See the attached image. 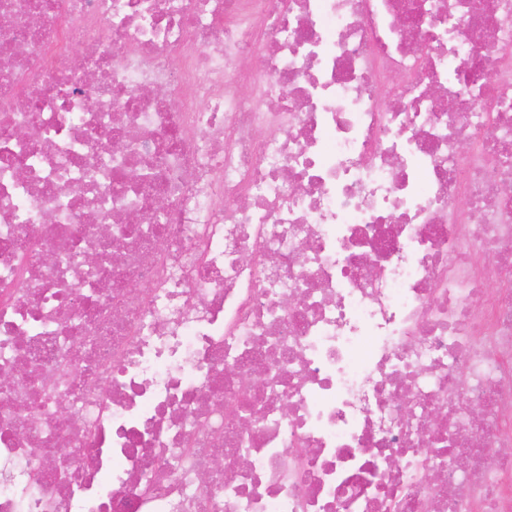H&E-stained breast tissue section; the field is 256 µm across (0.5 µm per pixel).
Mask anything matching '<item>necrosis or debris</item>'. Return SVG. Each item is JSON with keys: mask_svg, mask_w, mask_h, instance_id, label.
<instances>
[{"mask_svg": "<svg viewBox=\"0 0 512 512\" xmlns=\"http://www.w3.org/2000/svg\"><path fill=\"white\" fill-rule=\"evenodd\" d=\"M0 512H512V0H0Z\"/></svg>", "mask_w": 512, "mask_h": 512, "instance_id": "obj_1", "label": "necrosis or debris"}]
</instances>
